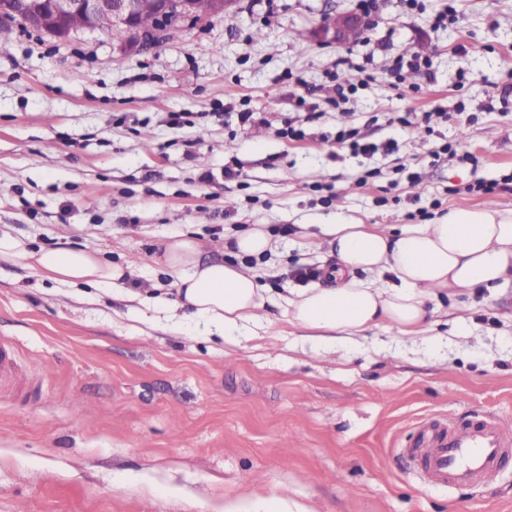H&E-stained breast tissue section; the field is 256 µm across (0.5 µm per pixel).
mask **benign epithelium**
Instances as JSON below:
<instances>
[{
    "mask_svg": "<svg viewBox=\"0 0 512 512\" xmlns=\"http://www.w3.org/2000/svg\"><path fill=\"white\" fill-rule=\"evenodd\" d=\"M28 23H38L52 37L62 40L78 34L101 30V25L119 27L134 35L141 43H159L166 28L145 30L138 20L142 13L152 12L164 19L169 0H28ZM371 26L367 16L341 12L327 16L310 32L311 38L324 45L344 46L363 38Z\"/></svg>",
    "mask_w": 512,
    "mask_h": 512,
    "instance_id": "1",
    "label": "benign epithelium"
}]
</instances>
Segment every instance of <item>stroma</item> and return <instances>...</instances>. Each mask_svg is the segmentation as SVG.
<instances>
[{"label":"stroma","mask_w":512,"mask_h":512,"mask_svg":"<svg viewBox=\"0 0 512 512\" xmlns=\"http://www.w3.org/2000/svg\"><path fill=\"white\" fill-rule=\"evenodd\" d=\"M418 3L377 0L348 47L306 34L357 0H239L144 50L105 32H0V236L135 264L111 294L0 260V337L43 379L36 397L0 393V512H228L252 496L308 512H512V465L486 486L431 487L403 453L426 418L512 425L511 286L440 295L429 330L378 328L332 349L286 316L335 215L397 233L421 209L512 210V0H460L458 24L438 30L448 0ZM412 53L430 73L389 78ZM336 71L369 76L343 114L326 102ZM301 97L320 118L289 142L277 131ZM461 103L474 122L391 121ZM247 111L259 123L246 129ZM340 123L398 150L352 153L333 139ZM449 141L476 163L433 159ZM370 170L379 178L361 184ZM481 180L496 191H470ZM253 224L276 244L246 265L265 289L267 335L205 336L145 305L170 286L155 261L170 237L230 262Z\"/></svg>","instance_id":"1"}]
</instances>
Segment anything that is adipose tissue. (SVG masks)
<instances>
[{"label": "adipose tissue", "instance_id": "obj_1", "mask_svg": "<svg viewBox=\"0 0 512 512\" xmlns=\"http://www.w3.org/2000/svg\"><path fill=\"white\" fill-rule=\"evenodd\" d=\"M336 259L317 285L288 297V321L306 341L331 348L378 327L400 334L419 332L427 323L425 301L448 291L495 290L512 283V210L455 209L435 223L394 233L378 224L337 221L322 227ZM236 262H204L192 237L179 235L164 245L158 261L172 278L175 298L157 296L156 306L184 310L220 336H257L267 332L264 289L240 258L259 257L275 245L263 225L238 233ZM21 257L41 278L71 286L123 290L133 264L106 260L87 248L27 251L0 236V259ZM392 274L379 287L356 279V272Z\"/></svg>", "mask_w": 512, "mask_h": 512}]
</instances>
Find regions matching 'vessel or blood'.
<instances>
[{"label": "vessel or blood", "instance_id": "vessel-or-blood-1", "mask_svg": "<svg viewBox=\"0 0 512 512\" xmlns=\"http://www.w3.org/2000/svg\"><path fill=\"white\" fill-rule=\"evenodd\" d=\"M25 388L33 392L35 384L20 385L15 352L11 344L0 340V388ZM407 454L419 458L423 478L430 486H471L493 481L512 462V427L494 418H475L452 426L427 420L422 424L418 446Z\"/></svg>", "mask_w": 512, "mask_h": 512}]
</instances>
